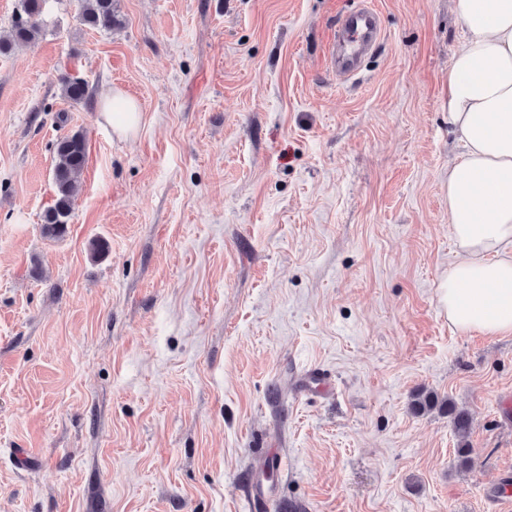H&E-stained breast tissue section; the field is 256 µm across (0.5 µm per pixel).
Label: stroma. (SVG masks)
<instances>
[{"label": "stroma", "mask_w": 512, "mask_h": 512, "mask_svg": "<svg viewBox=\"0 0 512 512\" xmlns=\"http://www.w3.org/2000/svg\"><path fill=\"white\" fill-rule=\"evenodd\" d=\"M368 2L382 38L348 80L328 56L359 0H116L106 29L46 0L0 54V512H512V334L437 299L465 30L452 0ZM312 369L331 393L298 392ZM422 390L468 411L470 467ZM102 107L105 121L120 137L126 138L137 130L141 119L140 107L122 91H112L103 99ZM53 151L55 199L43 216L42 230L46 237L59 239L68 229L74 184L87 162V144L83 135L75 132L57 139Z\"/></svg>", "instance_id": "1"}]
</instances>
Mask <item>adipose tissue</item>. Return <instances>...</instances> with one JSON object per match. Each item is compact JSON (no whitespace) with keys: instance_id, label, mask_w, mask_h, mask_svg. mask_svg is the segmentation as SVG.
Wrapping results in <instances>:
<instances>
[{"instance_id":"adipose-tissue-1","label":"adipose tissue","mask_w":512,"mask_h":512,"mask_svg":"<svg viewBox=\"0 0 512 512\" xmlns=\"http://www.w3.org/2000/svg\"><path fill=\"white\" fill-rule=\"evenodd\" d=\"M466 36L448 70V124L462 143L448 165V224L457 259L437 285L458 330L512 333V0H453ZM121 137L140 123L122 91L102 101Z\"/></svg>"}]
</instances>
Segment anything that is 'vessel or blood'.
Listing matches in <instances>:
<instances>
[{"instance_id": "b4317fda", "label": "vessel or blood", "mask_w": 512, "mask_h": 512, "mask_svg": "<svg viewBox=\"0 0 512 512\" xmlns=\"http://www.w3.org/2000/svg\"><path fill=\"white\" fill-rule=\"evenodd\" d=\"M382 29L377 12L368 6L347 15L338 33L330 67L337 75L356 76L360 71V60L380 40Z\"/></svg>"}]
</instances>
